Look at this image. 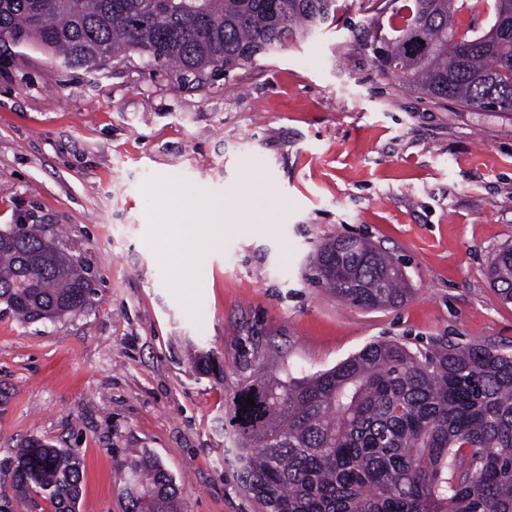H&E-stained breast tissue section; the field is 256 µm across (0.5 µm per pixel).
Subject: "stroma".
Here are the masks:
<instances>
[{"instance_id":"35a3bbf8","label":"stroma","mask_w":512,"mask_h":512,"mask_svg":"<svg viewBox=\"0 0 512 512\" xmlns=\"http://www.w3.org/2000/svg\"><path fill=\"white\" fill-rule=\"evenodd\" d=\"M338 5L335 25L200 86L133 52L92 73L0 48V225L61 226L99 280L54 323L0 303V490L37 438L82 460L77 512H125L130 448L160 460L181 512H254L228 420L255 369L302 377L378 340L512 353V302L487 276L512 243V112L381 76L349 32L374 0ZM218 204L217 245H158L157 224ZM344 235L400 262L401 306L312 284L315 248Z\"/></svg>"}]
</instances>
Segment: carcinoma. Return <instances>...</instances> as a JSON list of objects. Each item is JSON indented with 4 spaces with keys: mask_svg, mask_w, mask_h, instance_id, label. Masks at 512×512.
<instances>
[{
    "mask_svg": "<svg viewBox=\"0 0 512 512\" xmlns=\"http://www.w3.org/2000/svg\"><path fill=\"white\" fill-rule=\"evenodd\" d=\"M381 0L357 34L379 73L470 108L512 112V0ZM336 0H0V46L31 40L72 68L97 70L139 49L151 65L204 82L336 20ZM312 281L361 308L401 304L399 265L365 239L320 244ZM512 300V246L488 269ZM97 283L52 224L0 228V298L19 319L85 311ZM253 395L255 406L247 404ZM236 480L261 512H512V354L443 344L420 358L372 342L302 378L256 370L234 392ZM126 512H179L178 488L153 457L117 468ZM80 459L40 440L16 449L12 495L75 512Z\"/></svg>",
    "mask_w": 512,
    "mask_h": 512,
    "instance_id": "cac0c4a2",
    "label": "carcinoma"
}]
</instances>
